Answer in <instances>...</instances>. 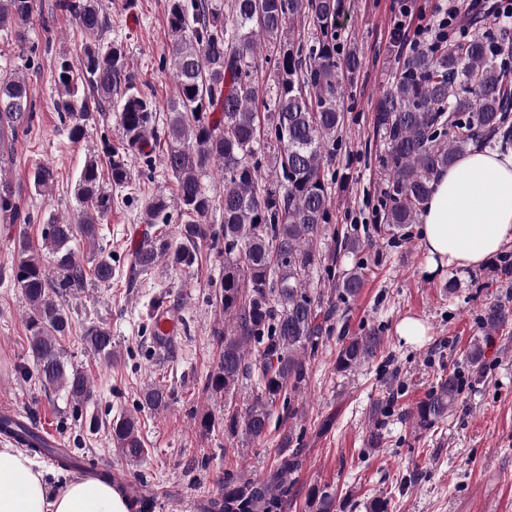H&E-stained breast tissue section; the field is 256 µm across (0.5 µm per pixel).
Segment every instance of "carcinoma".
<instances>
[{
    "label": "carcinoma",
    "mask_w": 512,
    "mask_h": 512,
    "mask_svg": "<svg viewBox=\"0 0 512 512\" xmlns=\"http://www.w3.org/2000/svg\"><path fill=\"white\" fill-rule=\"evenodd\" d=\"M85 36L77 61L62 58L58 69L61 108L71 123L72 139L83 138L95 114L112 105L120 112L121 147L108 156L111 184L127 183L128 154L142 151L154 133L152 100L142 93L128 69L121 45L101 42L107 19L98 0H58ZM232 19L212 0H168L171 35L170 65L175 97L167 119L168 148L163 166L176 180L178 205L185 218L181 242L159 234L136 249L132 269L148 273L165 260L173 268H190L197 244L212 236L203 218L213 200L202 182L217 163L223 182L222 228L224 276L215 284L212 303L224 312V326L214 330L222 351L206 377L204 389L233 395L240 383L254 378L258 391L237 406L224 403V420L201 417L209 432L224 428V437L244 435L261 440L277 406L293 413L294 398L307 382L309 363L331 338L332 300L310 287V280L331 283L343 303L363 287L365 262L336 274L340 255H359L373 246L355 234L332 233L333 246H318L331 221L332 185L344 115L340 100L362 66L357 49L340 42L338 23L346 0H232ZM33 0H0V32L13 36L20 52L28 49ZM309 20V46L294 40L293 23ZM263 47L276 54L272 106L260 113L259 88L252 74L255 52ZM512 29L486 33L477 24L446 38L435 34L425 48L416 45L399 57L391 83L383 89L373 114V136L383 146L377 161L385 175L376 224L379 237L406 235L432 192L435 174L453 165L474 147L512 145ZM35 100L25 74L0 69V154L12 145L19 130L30 127ZM275 141L270 157L271 179L260 168L266 144ZM55 182L53 167L37 165L30 186L41 193ZM81 205L77 220L51 221L43 246L54 257L62 278L55 281L22 231L15 239L19 261L10 277L27 306L28 352L44 387L66 391L82 406L91 398L86 374L68 368L62 342L72 333L71 320L61 304L63 291L88 280L112 281V255L98 246L99 220L112 209V193L103 184L96 159L90 158L76 183ZM167 198L158 196L146 208L144 223L169 221ZM0 220L28 224L31 216L18 204L12 182L0 177ZM82 238L87 261L71 243ZM329 309L323 310L324 303ZM480 323L486 335L512 323V307L487 304ZM91 353L112 360V336L92 326L83 332ZM380 331L343 336L336 350V371L351 372L376 357ZM464 380L456 372L440 377L408 415L411 424L429 430L446 420L456 407ZM394 401L387 384L372 415L368 443L382 445L385 418ZM168 394L161 385L147 386L141 403L159 409ZM110 439L128 462L138 464L145 454L138 422L123 415L112 422ZM0 434L30 453L53 458L63 471L84 469L74 448H50L35 432L8 417H0ZM285 438L276 465L261 480L224 476V497L212 501L211 512H282L290 492L289 478L303 466V448ZM311 512H339L336 492L313 485L307 493Z\"/></svg>",
    "instance_id": "obj_1"
}]
</instances>
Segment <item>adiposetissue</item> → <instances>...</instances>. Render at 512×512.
I'll return each instance as SVG.
<instances>
[{
	"mask_svg": "<svg viewBox=\"0 0 512 512\" xmlns=\"http://www.w3.org/2000/svg\"><path fill=\"white\" fill-rule=\"evenodd\" d=\"M428 272L475 269L512 240V150L473 149L441 171L420 216ZM0 512H132L112 485L74 478L51 491L25 451L0 448Z\"/></svg>",
	"mask_w": 512,
	"mask_h": 512,
	"instance_id": "adipose-tissue-1",
	"label": "adipose tissue"
}]
</instances>
